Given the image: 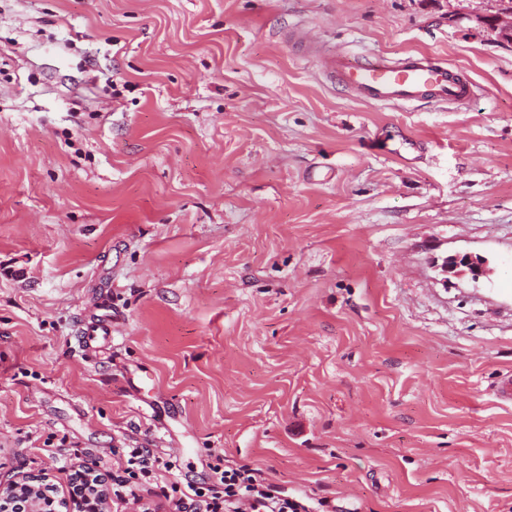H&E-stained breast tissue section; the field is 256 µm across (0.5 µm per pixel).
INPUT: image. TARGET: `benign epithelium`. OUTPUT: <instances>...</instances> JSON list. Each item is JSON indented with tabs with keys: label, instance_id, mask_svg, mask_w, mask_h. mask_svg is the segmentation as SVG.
<instances>
[{
	"label": "benign epithelium",
	"instance_id": "obj_1",
	"mask_svg": "<svg viewBox=\"0 0 512 512\" xmlns=\"http://www.w3.org/2000/svg\"><path fill=\"white\" fill-rule=\"evenodd\" d=\"M440 268L443 273H460L467 269L475 276L487 273L483 264H474L470 259L456 257L443 259ZM86 487L78 492L68 489L58 500L44 499L48 477L46 474L20 475L7 484L0 483V512H11L10 506L19 497L25 499L27 512H53L55 507L65 512H108V492L104 489V478L93 479L95 468L85 467Z\"/></svg>",
	"mask_w": 512,
	"mask_h": 512
}]
</instances>
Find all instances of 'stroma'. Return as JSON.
I'll return each instance as SVG.
<instances>
[{
    "instance_id": "stroma-1",
    "label": "stroma",
    "mask_w": 512,
    "mask_h": 512,
    "mask_svg": "<svg viewBox=\"0 0 512 512\" xmlns=\"http://www.w3.org/2000/svg\"><path fill=\"white\" fill-rule=\"evenodd\" d=\"M502 8L0 0V481L144 445L171 481L246 466L310 512H512ZM303 30L474 96L367 104ZM465 254L490 275L432 266ZM95 325L96 330H92L90 332L88 329H86L82 331L78 337L79 347L86 354H92L98 348L97 344L99 343V340L96 336H102V339L105 343H110L112 341L111 319H98ZM98 331L99 333H96Z\"/></svg>"
}]
</instances>
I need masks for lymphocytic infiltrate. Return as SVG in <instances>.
<instances>
[{
	"instance_id": "lymphocytic-infiltrate-1",
	"label": "lymphocytic infiltrate",
	"mask_w": 512,
	"mask_h": 512,
	"mask_svg": "<svg viewBox=\"0 0 512 512\" xmlns=\"http://www.w3.org/2000/svg\"><path fill=\"white\" fill-rule=\"evenodd\" d=\"M177 459L153 449H130L127 458L112 475V496L116 504L151 512V498L165 499L172 512H303L304 506L288 497L259 470L242 467L226 470L213 467L211 484L199 486L165 483Z\"/></svg>"
}]
</instances>
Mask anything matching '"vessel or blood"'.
I'll list each match as a JSON object with an SVG mask.
<instances>
[{
  "label": "vessel or blood",
  "instance_id": "1",
  "mask_svg": "<svg viewBox=\"0 0 512 512\" xmlns=\"http://www.w3.org/2000/svg\"><path fill=\"white\" fill-rule=\"evenodd\" d=\"M301 43L309 53L318 56L322 70L332 79L373 105L424 100L462 104L474 96V85L467 76L424 54L363 59L346 51H322L306 37ZM111 340L112 322L104 319L97 321L94 331H82L78 344L84 353L90 354L96 351L98 342Z\"/></svg>",
  "mask_w": 512,
  "mask_h": 512
}]
</instances>
